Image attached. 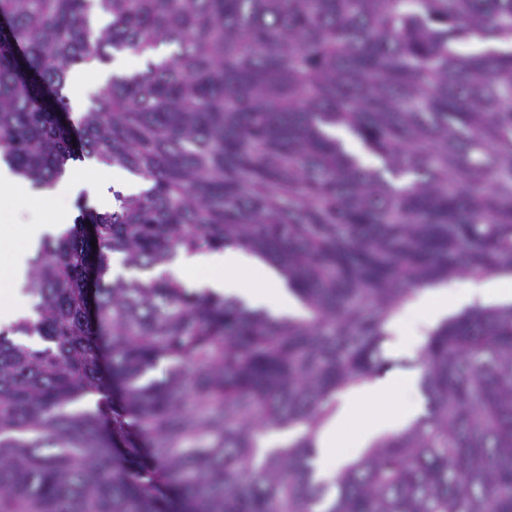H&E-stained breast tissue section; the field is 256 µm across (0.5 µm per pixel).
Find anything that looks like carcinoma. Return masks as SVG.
Instances as JSON below:
<instances>
[{
  "mask_svg": "<svg viewBox=\"0 0 512 512\" xmlns=\"http://www.w3.org/2000/svg\"><path fill=\"white\" fill-rule=\"evenodd\" d=\"M0 17V161L34 187L80 154L149 183L31 261L36 319L0 332V512H512V305L440 325L417 359L426 413L331 481L314 470L415 290L512 277V0H0ZM474 40L509 49L460 50ZM160 46L71 122V66ZM226 247L278 268L306 315L110 277L114 254L145 270ZM297 426L259 454L260 432Z\"/></svg>",
  "mask_w": 512,
  "mask_h": 512,
  "instance_id": "carcinoma-1",
  "label": "carcinoma"
}]
</instances>
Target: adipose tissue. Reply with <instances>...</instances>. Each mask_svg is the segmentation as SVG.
<instances>
[{
  "mask_svg": "<svg viewBox=\"0 0 512 512\" xmlns=\"http://www.w3.org/2000/svg\"><path fill=\"white\" fill-rule=\"evenodd\" d=\"M106 185L132 193L139 190L141 183L129 173L106 167L93 159L68 164L57 185L46 190L33 189L27 181L1 169L0 221L7 219L16 205L37 207L60 195L76 197L84 189L95 194ZM47 230L44 224L24 225L22 236L26 248L20 252L0 241L1 326L16 322L22 315L17 287L26 277L30 250ZM178 263L189 273L195 287L239 297L253 306H268L283 316L302 312L277 269L246 251L229 247L216 252L193 253L182 249L178 252ZM510 304L512 277L509 276L470 281L467 288L453 296L449 295L447 284L439 283L415 292L393 315L386 330L397 335L402 346L416 350L423 347L428 335L453 312L466 307ZM416 383V374L404 373L368 380L344 391L338 398L335 412L317 435V448L331 457L329 463L320 465V475L338 472L352 460L354 453L363 452L379 437L397 432L413 421L417 409L409 403L372 415L366 414L365 409L394 392L412 390ZM356 416L360 417L361 423L353 435V452L337 451L341 430Z\"/></svg>",
  "mask_w": 512,
  "mask_h": 512,
  "instance_id": "obj_1",
  "label": "adipose tissue"
}]
</instances>
